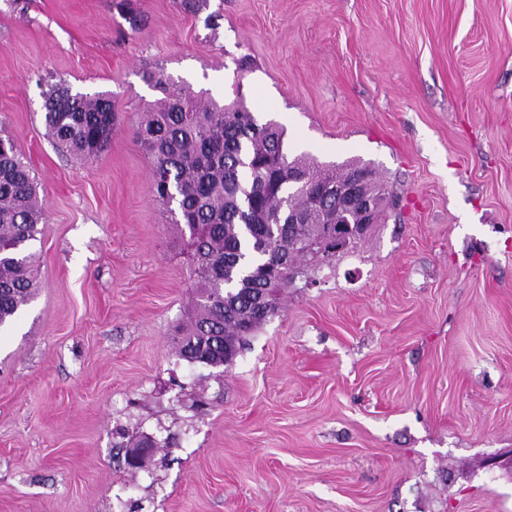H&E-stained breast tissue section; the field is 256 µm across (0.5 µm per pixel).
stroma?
Listing matches in <instances>:
<instances>
[{
	"mask_svg": "<svg viewBox=\"0 0 512 512\" xmlns=\"http://www.w3.org/2000/svg\"><path fill=\"white\" fill-rule=\"evenodd\" d=\"M158 69L395 196L224 366L173 343L197 266L134 135ZM59 83L112 96L91 162L47 135ZM0 136L45 210L0 512H512V0H0Z\"/></svg>",
	"mask_w": 512,
	"mask_h": 512,
	"instance_id": "obj_1",
	"label": "stroma"
}]
</instances>
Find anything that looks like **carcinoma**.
<instances>
[{
	"label": "carcinoma",
	"instance_id": "obj_1",
	"mask_svg": "<svg viewBox=\"0 0 512 512\" xmlns=\"http://www.w3.org/2000/svg\"><path fill=\"white\" fill-rule=\"evenodd\" d=\"M144 79L163 95L142 113L136 130L151 160L150 192L166 207L177 203L176 223L191 233L201 278L190 325L177 330L178 353L221 366L274 311L260 302L267 280H276L279 293L311 266L304 242L324 240L326 262L356 244L325 237L326 226L338 219L335 202L326 197L314 209L311 192L365 170L369 179L362 189L375 201L378 223L389 191L359 161L336 165L289 157L283 128L259 122L241 101L221 106L161 71H148ZM45 109L48 135L79 160L99 157L112 142L118 117L108 94L58 88L45 97ZM43 218L26 158L11 139L0 137V327L34 299L38 274L28 247ZM283 252L286 269L279 264Z\"/></svg>",
	"mask_w": 512,
	"mask_h": 512
}]
</instances>
